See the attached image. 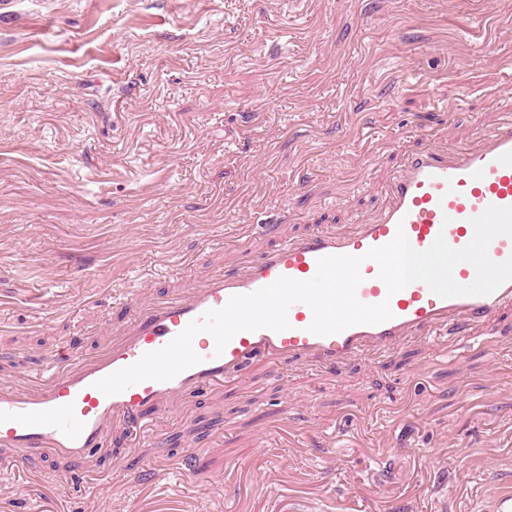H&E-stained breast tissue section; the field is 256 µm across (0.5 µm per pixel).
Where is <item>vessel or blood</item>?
<instances>
[{
    "instance_id": "b4317fda",
    "label": "vessel or blood",
    "mask_w": 512,
    "mask_h": 512,
    "mask_svg": "<svg viewBox=\"0 0 512 512\" xmlns=\"http://www.w3.org/2000/svg\"><path fill=\"white\" fill-rule=\"evenodd\" d=\"M491 205L512 206V109L500 114L489 133L459 151H448L440 137L428 136L391 178L377 216L355 218L343 232L317 228L257 258L249 257V245H242L246 258L240 271L228 273L214 265L199 285L119 328L104 352L89 359L55 354L36 377L0 381V448L12 450L14 466L27 467L56 454L79 469L93 450L107 447L113 427H123L131 442H139L149 430L147 409L169 411L180 395L223 385L257 360L308 357L336 368L366 350L409 338L443 331L466 334L512 304V280L487 296L441 298L421 282L392 294L377 262L366 253L390 243L400 230L420 251L440 235L452 248H463L474 235L472 218ZM331 255L361 258L356 297L367 305L389 301L390 320L321 336L310 330L311 308L297 302L287 312L288 329L242 331L221 351L213 336H197L193 349L199 363L175 377L145 380L109 396L98 389L99 380L162 349L191 322L223 308L232 297L254 293L282 277L311 280L319 259Z\"/></svg>"
}]
</instances>
